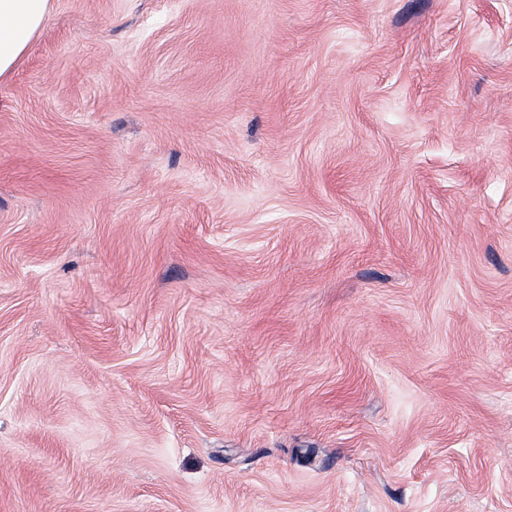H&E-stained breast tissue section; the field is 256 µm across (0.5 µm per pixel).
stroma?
<instances>
[{"label":"stroma","mask_w":512,"mask_h":512,"mask_svg":"<svg viewBox=\"0 0 512 512\" xmlns=\"http://www.w3.org/2000/svg\"><path fill=\"white\" fill-rule=\"evenodd\" d=\"M0 512H512V0H54Z\"/></svg>","instance_id":"1"}]
</instances>
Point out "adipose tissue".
<instances>
[{
    "instance_id": "ef3b65f1",
    "label": "adipose tissue",
    "mask_w": 512,
    "mask_h": 512,
    "mask_svg": "<svg viewBox=\"0 0 512 512\" xmlns=\"http://www.w3.org/2000/svg\"><path fill=\"white\" fill-rule=\"evenodd\" d=\"M54 0H0V79L10 75L53 10Z\"/></svg>"
}]
</instances>
